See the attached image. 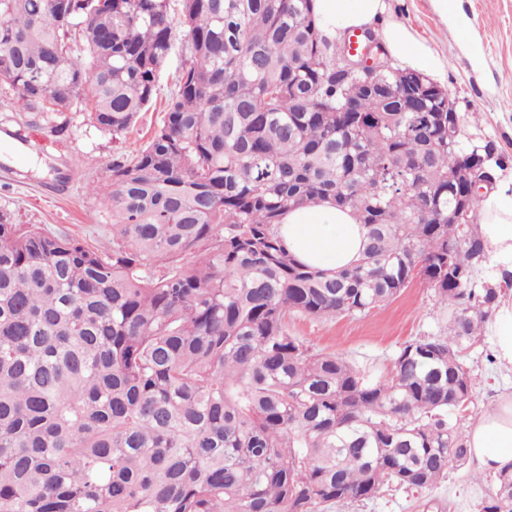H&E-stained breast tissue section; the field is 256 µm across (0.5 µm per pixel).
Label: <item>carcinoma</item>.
I'll return each mask as SVG.
<instances>
[{
  "label": "carcinoma",
  "instance_id": "1",
  "mask_svg": "<svg viewBox=\"0 0 512 512\" xmlns=\"http://www.w3.org/2000/svg\"><path fill=\"white\" fill-rule=\"evenodd\" d=\"M311 2L0 0V82L37 120L79 106L119 138L178 26L188 50L162 124L100 187L112 251L0 218V512H326L467 460L466 352L512 287L475 285L467 187L493 144L449 142L447 93L394 68L336 71ZM325 200L366 229L335 274L275 231ZM417 275L453 307L448 335L384 378L288 335L292 314L362 316ZM477 512H512V468Z\"/></svg>",
  "mask_w": 512,
  "mask_h": 512
}]
</instances>
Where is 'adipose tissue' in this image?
Segmentation results:
<instances>
[{
	"label": "adipose tissue",
	"mask_w": 512,
	"mask_h": 512,
	"mask_svg": "<svg viewBox=\"0 0 512 512\" xmlns=\"http://www.w3.org/2000/svg\"><path fill=\"white\" fill-rule=\"evenodd\" d=\"M315 18L329 38L349 29L378 26L391 56L430 79L444 81L448 62L401 20L391 0H312ZM290 253L302 264L325 271L352 267L360 258L364 228L350 209L329 202L289 210L277 226ZM479 231L499 274H512V188L501 186L480 201ZM474 470L512 466V394H502L468 433Z\"/></svg>",
	"instance_id": "adipose-tissue-1"
}]
</instances>
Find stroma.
Wrapping results in <instances>:
<instances>
[{"mask_svg":"<svg viewBox=\"0 0 512 512\" xmlns=\"http://www.w3.org/2000/svg\"><path fill=\"white\" fill-rule=\"evenodd\" d=\"M454 2L470 22L465 50L434 0H393V5L400 18L448 60L444 86L456 103L463 140H490L512 156V0ZM184 56L183 46H176L161 72L155 103L118 140L76 109L66 113L67 128L61 134L51 124L31 122L16 93L1 87L0 130L20 134L28 155L15 161L0 159V214H8L18 224H38L82 238L98 249H111V215L94 187L105 181L113 160L134 155L160 126L172 78ZM451 313V307L416 277L400 295L366 315L314 319L294 314L287 328L313 350L336 354L377 378L389 372L407 342L445 335ZM492 353L487 336L467 353L476 397L461 414L462 430H469L500 393L512 391V372L500 370ZM491 479L488 473L475 474L471 465L452 466L432 488H392L377 498L350 501L330 512H476Z\"/></svg>","mask_w":512,"mask_h":512,"instance_id":"obj_1","label":"stroma"}]
</instances>
